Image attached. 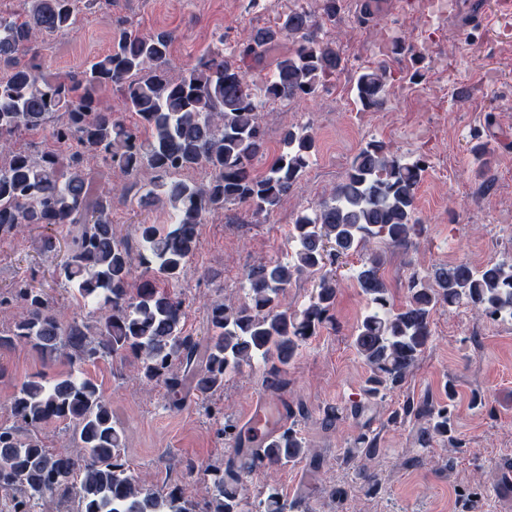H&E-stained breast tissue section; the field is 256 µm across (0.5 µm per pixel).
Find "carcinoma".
I'll return each instance as SVG.
<instances>
[{"mask_svg":"<svg viewBox=\"0 0 512 512\" xmlns=\"http://www.w3.org/2000/svg\"><path fill=\"white\" fill-rule=\"evenodd\" d=\"M338 9L339 0H317L315 11L295 5L275 28L252 29L232 52L212 50L176 74L170 35L143 34L124 23L110 53L66 77H50L36 63L21 66L17 55L38 37L73 27L75 0H24L23 18L0 15V66L9 68L0 78V234L29 225L61 229L62 237L41 239V252L52 254L65 240L68 253L58 277L83 304H100L103 310L94 324L65 322L43 293L17 285L0 297L1 312L17 310L10 328L0 331V348L22 342L83 361L132 355L143 378L163 382L172 404L179 403L185 378L172 366H192L198 344L184 334V301L174 287L201 248L198 225L229 204L246 206L251 216L268 215L293 190L315 151V136L308 126L286 130L284 149L265 172H255L252 162L266 151L258 97L273 104L311 98L342 69L335 41L315 34ZM282 36L292 40L293 49L277 60L271 76L255 80L243 64L261 62ZM386 82L385 65L363 69L356 83L363 109L385 108ZM112 86L140 124L129 126L97 108L96 94ZM58 113L64 120L48 126ZM46 129L65 150L35 155L13 142L23 130ZM89 154L122 179L96 191L84 168ZM142 168L156 177L139 203L168 206L169 221L137 225L135 252L115 236L110 213L112 198L126 200L134 188L125 178ZM199 168L206 174L200 183L177 178ZM426 169L423 159L405 161L382 141L360 147L344 180L315 208L296 216L291 260L249 268L245 299L213 305L204 367L190 377L195 390L214 392L229 374L255 361L271 365L270 387L279 389L281 368L332 318L339 288L333 267L341 257H359L356 281L369 304L353 338L369 372L365 399L345 408L356 419L381 391L399 386L412 371L432 337L437 307L465 303L490 319L512 313L511 258L480 268L466 262L438 267L426 281L413 275L405 285V304L391 303L380 273L382 256L373 244L409 249L421 236L416 200ZM137 265L145 276L134 286ZM304 275L317 277L314 294L305 308L292 310L285 303L287 289ZM11 410L19 425H0V490L12 492L9 512H34L38 501L54 496L77 503V512H197V504L178 489L163 493L132 475L110 407L93 379L33 377L20 385ZM402 414L418 421L419 447L445 440L461 447L451 436V404L407 401ZM50 419L75 423L82 457L54 453L38 436L21 435ZM369 424H362L356 447L371 459L378 443ZM221 434L235 446V456L215 475L207 512H244V475L308 454L292 425L260 439L256 448L243 447L252 437L232 423H225ZM256 512H305V507L300 498L284 500L270 485Z\"/></svg>","mask_w":512,"mask_h":512,"instance_id":"carcinoma-1","label":"carcinoma"}]
</instances>
